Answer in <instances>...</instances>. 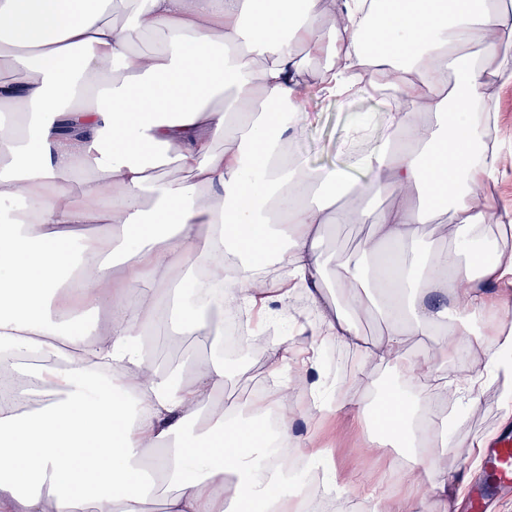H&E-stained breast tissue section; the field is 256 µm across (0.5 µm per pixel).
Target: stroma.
Returning <instances> with one entry per match:
<instances>
[{"instance_id":"35a3bbf8","label":"stroma","mask_w":512,"mask_h":512,"mask_svg":"<svg viewBox=\"0 0 512 512\" xmlns=\"http://www.w3.org/2000/svg\"><path fill=\"white\" fill-rule=\"evenodd\" d=\"M497 105L500 112V134L503 149L498 162L496 180L489 187V195L496 208L512 207V85L498 90ZM367 121L369 132L363 142L364 150L376 147L386 135V109L382 98H364L342 106L320 95L310 96L306 112L296 115L290 131L287 149L290 154L302 157L310 168H339L346 172L349 181L362 179L363 174L351 164L350 132L358 121ZM371 234L366 224L349 227L330 225L323 247L330 258L327 277L335 279L336 272ZM289 319L284 324L283 344L298 352L307 346L314 322V311L305 295L295 294L288 302ZM322 351H330L350 366L343 379L330 377L328 373L308 372L307 381L325 382V396H346L358 401L364 413L362 424L328 417L323 421L305 425L302 417L307 405L306 391H296L288 408L294 421V436H312L317 447L325 449L333 458L343 478L349 485L347 493L333 503V512H359L363 504L361 481L369 475L387 469L394 451L377 447L369 432L373 428L371 415L384 391L393 389L404 394L412 393L414 384L403 380L399 366H378L348 347L333 340H325ZM268 344H251L241 359H225L224 388L232 390L240 383L257 377H266L271 365ZM478 410L461 412L453 432L460 440V447L447 455L437 457L417 472L402 475L397 482L383 486L384 495L412 492L417 500L428 502L432 512H468L465 500H456L445 506L431 494L432 485L443 475H451L465 481H473L479 475L480 443L490 441L504 431L502 406L504 397L498 380L485 383L480 392Z\"/></svg>"}]
</instances>
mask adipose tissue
I'll return each instance as SVG.
<instances>
[{
  "label": "adipose tissue",
  "mask_w": 512,
  "mask_h": 512,
  "mask_svg": "<svg viewBox=\"0 0 512 512\" xmlns=\"http://www.w3.org/2000/svg\"><path fill=\"white\" fill-rule=\"evenodd\" d=\"M313 82L383 97L387 135L353 157L364 182L287 153ZM497 85H512V0H0V373L20 381L0 396V512H147L159 485L162 512H294L308 486L277 459L292 421L264 426L285 385L244 419L217 400L223 361L165 369L144 344L161 327L218 344L236 304L278 317L268 262L319 316L309 351L335 339L444 398L472 341L489 369L457 390L476 409L512 358V211L485 192ZM372 191L391 205H363ZM438 213L448 245L420 254ZM333 223L373 235L331 300ZM369 306L386 329L367 347L352 313ZM103 307L104 326L69 333ZM488 310L486 339L472 318ZM417 336L433 350L410 355ZM426 400L386 393L374 420L410 469L455 445L444 416L423 445Z\"/></svg>",
  "instance_id": "1"
}]
</instances>
